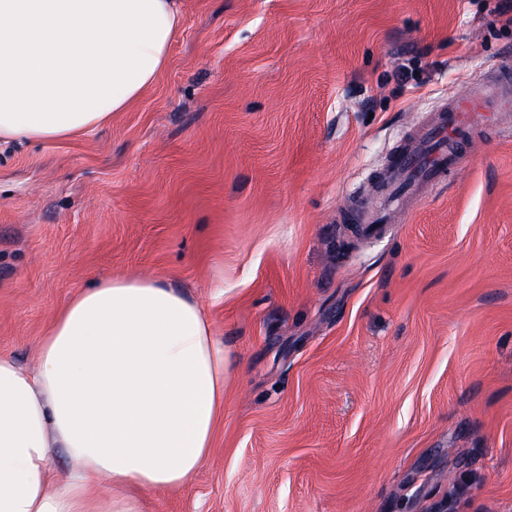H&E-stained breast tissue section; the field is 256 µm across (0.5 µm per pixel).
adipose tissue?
Returning a JSON list of instances; mask_svg holds the SVG:
<instances>
[{
  "instance_id": "ef3b65f1",
  "label": "adipose tissue",
  "mask_w": 512,
  "mask_h": 512,
  "mask_svg": "<svg viewBox=\"0 0 512 512\" xmlns=\"http://www.w3.org/2000/svg\"><path fill=\"white\" fill-rule=\"evenodd\" d=\"M180 24L177 0H0V141L108 125L165 70ZM224 373L210 318L165 280L81 290L35 371L0 354V512H142V492L184 487L212 452Z\"/></svg>"
}]
</instances>
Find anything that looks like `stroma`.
I'll return each mask as SVG.
<instances>
[{"label":"stroma","mask_w":512,"mask_h":512,"mask_svg":"<svg viewBox=\"0 0 512 512\" xmlns=\"http://www.w3.org/2000/svg\"><path fill=\"white\" fill-rule=\"evenodd\" d=\"M496 4L181 0L110 125L0 143L1 354L36 368L59 308L116 275L179 288L224 345L213 452L144 512H512V123L359 224L411 124L512 74Z\"/></svg>","instance_id":"35a3bbf8"}]
</instances>
